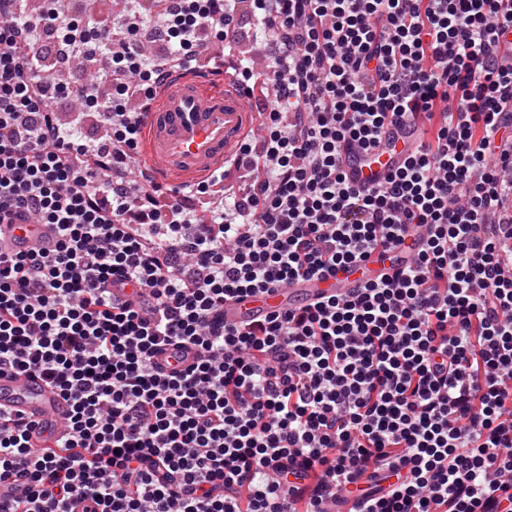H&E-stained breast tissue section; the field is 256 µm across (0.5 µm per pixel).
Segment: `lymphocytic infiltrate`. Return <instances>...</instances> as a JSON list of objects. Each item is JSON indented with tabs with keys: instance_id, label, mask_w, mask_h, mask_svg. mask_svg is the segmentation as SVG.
I'll return each mask as SVG.
<instances>
[{
	"instance_id": "1",
	"label": "lymphocytic infiltrate",
	"mask_w": 512,
	"mask_h": 512,
	"mask_svg": "<svg viewBox=\"0 0 512 512\" xmlns=\"http://www.w3.org/2000/svg\"><path fill=\"white\" fill-rule=\"evenodd\" d=\"M0 0V224L54 227L53 250L0 252V372L68 401L56 447L0 413V512H321L360 483L363 512H512V0H250L271 33L275 105L238 200L198 215L147 175L140 124L202 29L235 48L238 0H122L115 26ZM103 74L83 81L108 144L69 141L38 28ZM432 122L372 187L350 144ZM380 281L239 325L224 303L378 250ZM135 301L113 300L112 283ZM192 348L165 367L163 350Z\"/></svg>"
}]
</instances>
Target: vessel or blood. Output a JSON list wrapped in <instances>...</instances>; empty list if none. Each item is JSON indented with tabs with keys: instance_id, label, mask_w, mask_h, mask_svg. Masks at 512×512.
<instances>
[{
	"instance_id": "vessel-or-blood-1",
	"label": "vessel or blood",
	"mask_w": 512,
	"mask_h": 512,
	"mask_svg": "<svg viewBox=\"0 0 512 512\" xmlns=\"http://www.w3.org/2000/svg\"><path fill=\"white\" fill-rule=\"evenodd\" d=\"M144 132L143 149L149 158L154 181L180 191L223 168L236 151L257 111L245 88L222 78L216 85L204 77L172 74L156 91L148 105H133ZM418 145L417 127L407 123L390 146L363 152L350 148L344 153L343 169L357 186L380 182L412 155ZM55 243L53 229L45 224H0V249L45 251ZM393 252H379L336 275L305 278L285 288H272L224 304V322L239 324L305 305L323 297L345 294L349 289L393 274L397 268ZM22 413L35 424L34 439L50 437L63 426L68 407L37 377L17 379L0 373V412Z\"/></svg>"
}]
</instances>
